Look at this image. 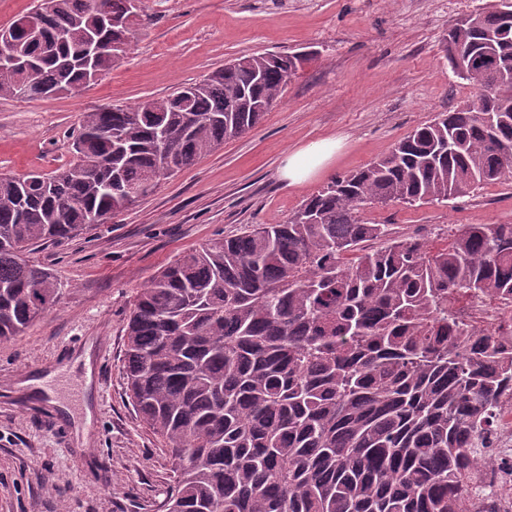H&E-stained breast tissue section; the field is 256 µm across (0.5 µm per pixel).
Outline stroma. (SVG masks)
Instances as JSON below:
<instances>
[{
    "mask_svg": "<svg viewBox=\"0 0 512 512\" xmlns=\"http://www.w3.org/2000/svg\"><path fill=\"white\" fill-rule=\"evenodd\" d=\"M493 0H140L130 48L96 82L39 100L0 96V175L49 173L73 159L83 113L171 94L224 64L301 52L305 64L246 134L106 223L30 260L60 285L56 304L0 342V512H167L179 462L139 416L124 363L137 292L214 235L284 221L339 175L361 169L415 128L471 99L446 59L457 19ZM342 135L336 159L307 183L279 171L287 153ZM361 218L435 238L462 224L512 222V177L442 203L368 206ZM92 345L90 384L64 359ZM53 374L56 404L18 381Z\"/></svg>",
    "mask_w": 512,
    "mask_h": 512,
    "instance_id": "35a3bbf8",
    "label": "stroma"
}]
</instances>
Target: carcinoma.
I'll use <instances>...</instances> for the list:
<instances>
[{
  "label": "carcinoma",
  "instance_id": "cac0c4a2",
  "mask_svg": "<svg viewBox=\"0 0 512 512\" xmlns=\"http://www.w3.org/2000/svg\"><path fill=\"white\" fill-rule=\"evenodd\" d=\"M34 65L0 66V96L36 99L106 73L131 0H41ZM112 54L83 65L86 40ZM448 67L478 90L366 167L332 178L281 224L208 240L141 289L127 324L130 397L180 461L168 512H512L491 440L512 409V324L467 325L454 296L512 301V223L463 224L446 244L367 224L368 205L442 202L512 172V0L448 29ZM298 69L264 53L161 97L83 114L71 163L0 177V342L57 301L26 259L134 205L248 132Z\"/></svg>",
  "mask_w": 512,
  "mask_h": 512
}]
</instances>
